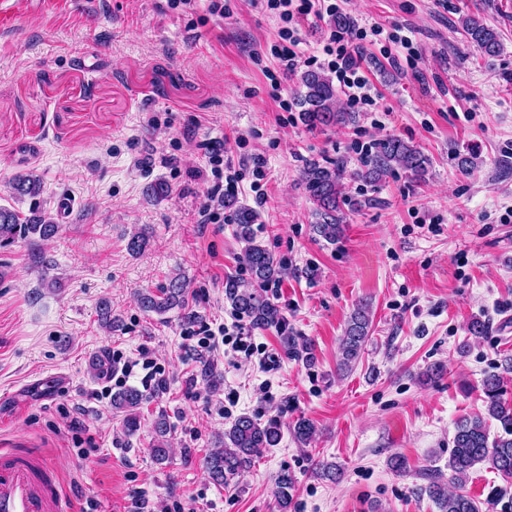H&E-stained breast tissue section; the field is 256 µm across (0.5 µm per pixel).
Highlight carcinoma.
Wrapping results in <instances>:
<instances>
[{"instance_id": "carcinoma-1", "label": "carcinoma", "mask_w": 512, "mask_h": 512, "mask_svg": "<svg viewBox=\"0 0 512 512\" xmlns=\"http://www.w3.org/2000/svg\"><path fill=\"white\" fill-rule=\"evenodd\" d=\"M462 32L467 42L473 44L485 58H493L501 51L499 33L476 14H465L460 19ZM305 91L297 92L295 105L299 117L310 128L342 125L354 121L353 113L343 112L338 107V90L331 76L318 70H307L297 79ZM456 166L463 175H468L476 166V152L455 153ZM432 162L417 146L398 137L388 136L376 144L375 151L361 159V164L348 168L343 157L320 162L312 160L306 164L303 184L313 202L315 221L311 229L315 236L329 244L338 243L346 232L347 210L354 203L344 192L347 178L365 184H377L396 172L407 174L416 183L426 181ZM12 189L19 195L35 197L40 192V181L31 173L17 175ZM224 206L233 209L236 238L244 243L241 256L248 272L249 282L230 275L224 280V296L233 311L253 330L275 329L280 333L281 345L287 354L313 362L310 346L298 344L296 337L288 332L287 318L282 308L266 294L269 285L282 275L281 264L257 241L254 224L255 212L237 204L232 197L224 198ZM58 225L38 208L32 209L24 219L8 207L0 206V244L9 245L17 240L37 246L39 241L52 239ZM141 308L148 313L162 315L178 307L182 310L183 326L191 328L199 322V314L189 302L180 277L170 279L167 287L154 293L147 291L139 295ZM101 324L114 331L120 320L112 316L111 305L103 301L99 305ZM371 327L370 309L359 304L352 311L341 342L340 368L349 370L364 350ZM200 378L210 387L221 383V376L214 364L204 356H197ZM503 372L487 374L482 382L483 402L486 416H464L457 420L453 437V448L448 460L449 474L437 472L428 475L429 484L424 489L435 503L438 512H480L477 502L462 492L472 468L488 464L503 478H512V400L506 397L507 375L512 374V357L505 359ZM149 400L144 391L125 386L112 393V408L124 414V429L132 435L140 427V409ZM493 419L500 424V431L489 439L487 421ZM170 427L163 414L154 422L152 456L162 464L169 459L166 436ZM294 439L306 445L311 442L316 427L308 418H298L290 427ZM282 437L281 424L275 418L260 421L247 414L232 420L224 430V447L217 448L202 460V467L209 478L222 486L238 474L249 469L258 455L267 448L276 447ZM276 499L279 512H288L293 501L295 478L286 469L280 470L275 480Z\"/></svg>"}]
</instances>
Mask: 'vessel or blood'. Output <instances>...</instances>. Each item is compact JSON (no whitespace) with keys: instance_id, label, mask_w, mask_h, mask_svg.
Returning <instances> with one entry per match:
<instances>
[{"instance_id":"vessel-or-blood-1","label":"vessel or blood","mask_w":512,"mask_h":512,"mask_svg":"<svg viewBox=\"0 0 512 512\" xmlns=\"http://www.w3.org/2000/svg\"><path fill=\"white\" fill-rule=\"evenodd\" d=\"M0 512H76L38 448H0Z\"/></svg>"}]
</instances>
